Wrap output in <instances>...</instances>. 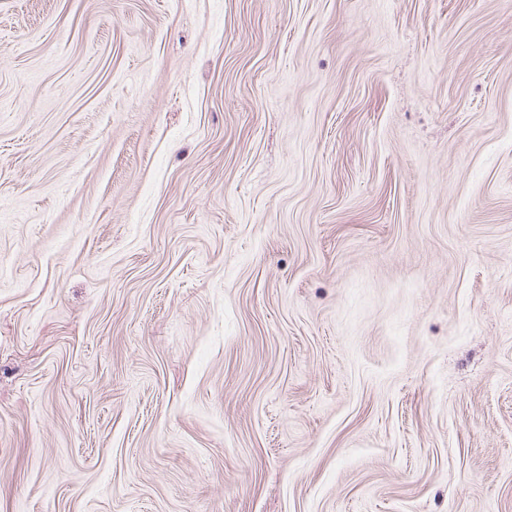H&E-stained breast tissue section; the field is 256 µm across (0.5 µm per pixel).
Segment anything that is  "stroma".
Listing matches in <instances>:
<instances>
[{"label": "stroma", "mask_w": 512, "mask_h": 512, "mask_svg": "<svg viewBox=\"0 0 512 512\" xmlns=\"http://www.w3.org/2000/svg\"><path fill=\"white\" fill-rule=\"evenodd\" d=\"M0 512H512V0H0Z\"/></svg>", "instance_id": "obj_1"}]
</instances>
